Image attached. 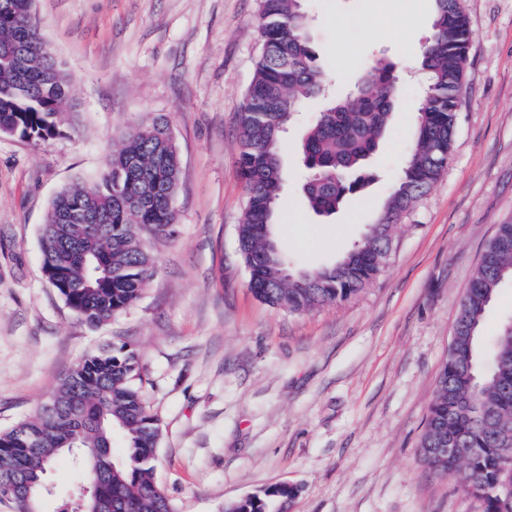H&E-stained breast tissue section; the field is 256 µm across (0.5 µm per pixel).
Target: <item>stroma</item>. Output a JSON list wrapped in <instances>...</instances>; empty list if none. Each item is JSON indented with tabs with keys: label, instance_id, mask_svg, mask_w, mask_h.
<instances>
[{
	"label": "stroma",
	"instance_id": "1",
	"mask_svg": "<svg viewBox=\"0 0 512 512\" xmlns=\"http://www.w3.org/2000/svg\"><path fill=\"white\" fill-rule=\"evenodd\" d=\"M305 5L330 91H345L374 56L401 80L369 183L331 218L300 191L299 143L321 100L288 127L277 237L295 267L312 269L366 232L403 167L433 3ZM464 8L471 46L447 170L395 224L369 287L292 313L252 294L237 244L247 200L237 122L258 0H34L79 110L44 146L0 136V429L33 417L84 354L124 343L161 422L156 480L176 512H223L284 482L299 489L290 512H481L460 477L420 454L460 301L498 226L512 222V0ZM150 113L169 115L181 158L175 232L148 237L156 271L140 301L93 327L49 286L39 229L54 195L95 177ZM46 480L40 510L61 512L76 484L71 456Z\"/></svg>",
	"mask_w": 512,
	"mask_h": 512
}]
</instances>
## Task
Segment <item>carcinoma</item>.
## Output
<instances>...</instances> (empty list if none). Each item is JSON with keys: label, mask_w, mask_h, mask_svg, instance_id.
<instances>
[{"label": "carcinoma", "mask_w": 512, "mask_h": 512, "mask_svg": "<svg viewBox=\"0 0 512 512\" xmlns=\"http://www.w3.org/2000/svg\"><path fill=\"white\" fill-rule=\"evenodd\" d=\"M302 2L259 0L260 48L238 117L247 202L237 242L248 286L263 303L296 313L350 299L386 267L393 226L448 167L471 42L463 0H433L432 33L419 60L424 102L382 210L340 259L292 270L274 232L288 123L309 100H325L301 143L308 171L302 194L313 213L330 216L364 182L349 176L361 172L387 132L400 92L393 64L380 57L364 63L350 93L325 95ZM69 85L65 62L43 47L33 0H0V131L35 144L62 135L63 110L74 108ZM180 175L169 117L155 115L125 133L97 177L61 189L50 202L40 233L43 270L86 323L101 324L142 297L156 267L144 235L174 233ZM509 279L511 222L499 225L461 300L420 445L424 461L441 473L456 472L452 459L429 455L442 431L463 448L479 449L464 479L490 490L512 482L499 440L512 430V316L490 341L482 326ZM29 432L39 436L34 446L20 442ZM115 432L126 447L121 460L112 454ZM161 433L146 404L138 354L125 345L89 352L34 417L0 431V477L35 483L28 500L0 493V512H40L45 475L55 457L72 448L83 449L74 462L81 485L90 489L86 512H175L155 477ZM297 494L276 484L224 512H289Z\"/></svg>", "instance_id": "1"}]
</instances>
